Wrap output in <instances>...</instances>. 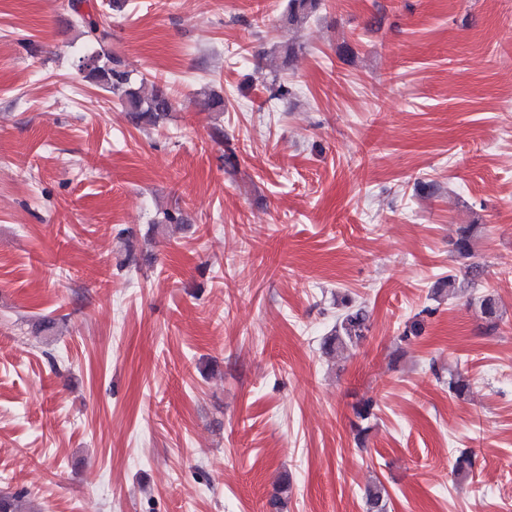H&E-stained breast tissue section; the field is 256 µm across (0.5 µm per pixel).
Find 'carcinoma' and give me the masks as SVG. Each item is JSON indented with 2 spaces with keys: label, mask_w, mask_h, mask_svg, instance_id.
Masks as SVG:
<instances>
[{
  "label": "carcinoma",
  "mask_w": 512,
  "mask_h": 512,
  "mask_svg": "<svg viewBox=\"0 0 512 512\" xmlns=\"http://www.w3.org/2000/svg\"><path fill=\"white\" fill-rule=\"evenodd\" d=\"M319 5V0H289L286 22L292 26L303 23ZM69 8L77 23L84 29L90 42L96 45L91 54L82 60V70L87 77L98 83L103 90L116 95L127 116L136 125H156L168 116L173 108V96L168 87L158 82H134L130 72L123 68L119 56L104 48L111 38L110 31L102 22L82 11V0H69ZM478 225L459 227L454 242L455 251L468 258ZM342 313L336 319L332 332L323 339L322 348L327 354L343 353L357 345L369 331V314L365 307L345 295L340 300ZM479 308L486 322V330L495 331L499 323L498 302L491 295L479 298ZM25 492H0V512H37L30 505L23 506ZM367 512H386V491L380 484L365 490Z\"/></svg>",
  "instance_id": "carcinoma-1"
}]
</instances>
